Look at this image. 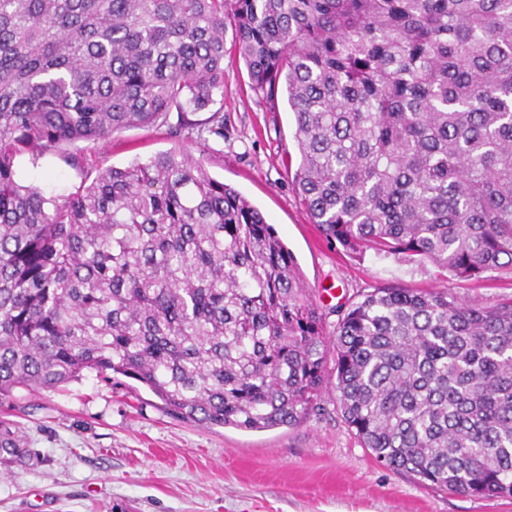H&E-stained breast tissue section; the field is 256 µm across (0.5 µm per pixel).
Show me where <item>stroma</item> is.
I'll list each match as a JSON object with an SVG mask.
<instances>
[{"mask_svg":"<svg viewBox=\"0 0 512 512\" xmlns=\"http://www.w3.org/2000/svg\"><path fill=\"white\" fill-rule=\"evenodd\" d=\"M286 100L266 111L235 54L224 57V140L216 150L165 132L130 128L108 142L81 143L83 168L60 153L21 152L23 183L68 195L110 167L174 149L202 160L209 176L237 189L272 224L300 268L306 295L334 331L337 305L393 286L448 292L489 307L512 295V270L464 280L427 260L366 250L354 259L327 242L300 206L285 170L298 161ZM0 419L19 426L33 459L0 466V512H512V499L436 490L377 462L350 428L335 388L300 424L267 431L208 428L168 415L141 383L89 373L65 389L15 392Z\"/></svg>","mask_w":512,"mask_h":512,"instance_id":"obj_1","label":"stroma"}]
</instances>
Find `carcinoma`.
<instances>
[{
    "instance_id": "carcinoma-1",
    "label": "carcinoma",
    "mask_w": 512,
    "mask_h": 512,
    "mask_svg": "<svg viewBox=\"0 0 512 512\" xmlns=\"http://www.w3.org/2000/svg\"><path fill=\"white\" fill-rule=\"evenodd\" d=\"M228 36L268 111L287 96L325 239L466 280L512 269V0H0V403L90 371L264 431L315 409L334 352L376 460L512 497V299L375 288L331 341L273 225L202 161L159 153L67 196L18 181L23 150L79 167L63 147L129 127L224 139ZM26 456L1 420L0 463Z\"/></svg>"
}]
</instances>
